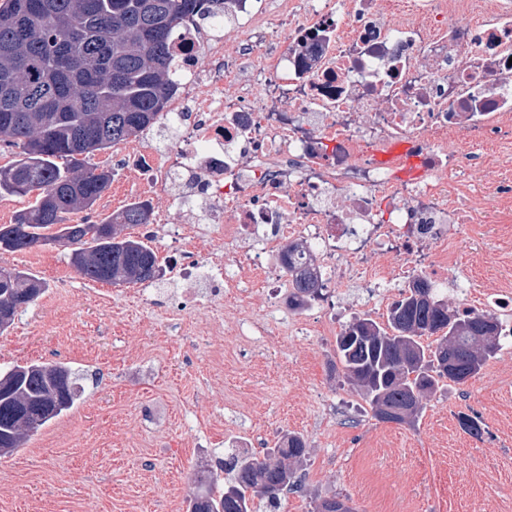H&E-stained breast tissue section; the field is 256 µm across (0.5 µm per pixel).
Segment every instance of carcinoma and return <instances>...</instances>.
<instances>
[{
  "label": "carcinoma",
  "mask_w": 512,
  "mask_h": 512,
  "mask_svg": "<svg viewBox=\"0 0 512 512\" xmlns=\"http://www.w3.org/2000/svg\"><path fill=\"white\" fill-rule=\"evenodd\" d=\"M224 0H0V147L17 158L0 167V197L36 193L0 241L11 251L52 241L72 247L84 278L114 286L154 280L156 253L123 234L151 223L145 202L125 206L99 223H65V215L97 202L112 172L88 162L94 152L137 137L166 119L178 82L172 47L182 24L214 15ZM298 243L284 247L282 262L295 274L289 301L302 307L319 296L317 276L295 272ZM0 279V309L29 307L46 289L16 268ZM500 322L487 311L460 314L416 276L379 323L353 319L337 338L344 376L380 421L412 424L423 399L447 379L464 384L499 349ZM435 337L425 345L422 337ZM80 387L60 363L15 366L0 374V455L22 447L30 434L69 411ZM307 441L287 433L261 457H233L231 480L214 472L197 476L188 512H258L255 500L275 510L295 485L308 457ZM314 512H352L348 499L321 500Z\"/></svg>",
  "instance_id": "1"
}]
</instances>
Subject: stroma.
<instances>
[{
  "mask_svg": "<svg viewBox=\"0 0 512 512\" xmlns=\"http://www.w3.org/2000/svg\"><path fill=\"white\" fill-rule=\"evenodd\" d=\"M145 137L91 156L112 183L91 211L68 223L98 221L147 200L182 220L169 191L132 184L128 167ZM460 228L458 267L441 292L493 294L512 282V223L482 208ZM70 248L38 245L0 251V266L27 270L47 289L0 333V372L60 362L83 375L73 408L0 457V512H187L194 474L218 469L225 449L266 450L287 433L310 448L297 488L279 512H313L333 495L355 512H512V339L475 378L438 388L414 424L378 421L347 384L336 338L353 317L389 309L406 280L385 297L352 283L336 291L335 312L292 308L286 296L251 289L252 305L179 308L170 281L130 287L93 282ZM223 337L206 335L213 320ZM290 321L302 332L288 334ZM477 416L481 435L461 415Z\"/></svg>",
  "mask_w": 512,
  "mask_h": 512,
  "instance_id": "35a3bbf8",
  "label": "stroma"
}]
</instances>
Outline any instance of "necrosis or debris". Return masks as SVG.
<instances>
[{
	"instance_id": "necrosis-or-debris-1",
	"label": "necrosis or debris",
	"mask_w": 512,
	"mask_h": 512,
	"mask_svg": "<svg viewBox=\"0 0 512 512\" xmlns=\"http://www.w3.org/2000/svg\"><path fill=\"white\" fill-rule=\"evenodd\" d=\"M267 2L224 0L217 19L184 22L171 134L132 163L183 211L182 298L241 304L246 288L283 287L273 258L290 239L330 289L447 283L449 225L512 201V177L475 152L512 142V0ZM398 140L419 178L376 161ZM201 224L238 246L232 260L189 248Z\"/></svg>"
}]
</instances>
